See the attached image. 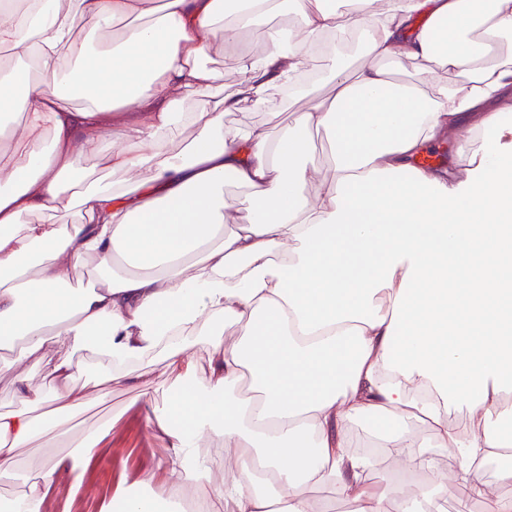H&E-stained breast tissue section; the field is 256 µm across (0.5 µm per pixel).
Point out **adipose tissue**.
I'll use <instances>...</instances> for the list:
<instances>
[{
	"label": "adipose tissue",
	"mask_w": 512,
	"mask_h": 512,
	"mask_svg": "<svg viewBox=\"0 0 512 512\" xmlns=\"http://www.w3.org/2000/svg\"><path fill=\"white\" fill-rule=\"evenodd\" d=\"M271 15L283 22L265 50H241ZM353 25L363 60L328 68L330 95L275 136L225 127V113L297 86ZM217 33L238 58L229 96L205 60ZM0 48V112L22 113L0 123V348L106 363L90 384L60 360L48 392L15 375L1 476L35 436L104 403L112 380L158 366L173 392L145 425L168 440L161 465L178 482L126 493L120 512H162L186 484L206 512H442L452 489L465 512H512L484 477L512 448V0H0ZM400 58L456 78L396 81ZM315 132L332 174L309 197ZM448 138L465 179L416 164ZM91 155L108 173L89 181ZM230 179L250 191L232 223ZM60 210L74 221L38 223ZM89 262L96 286L75 287ZM95 444L32 464L13 512H42ZM217 445L218 478L203 454ZM361 448L392 449L420 481L368 484ZM435 450L456 467L437 469Z\"/></svg>",
	"instance_id": "adipose-tissue-1"
}]
</instances>
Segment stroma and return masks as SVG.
I'll list each match as a JSON object with an SVG mask.
<instances>
[{
    "instance_id": "35a3bbf8",
    "label": "stroma",
    "mask_w": 512,
    "mask_h": 512,
    "mask_svg": "<svg viewBox=\"0 0 512 512\" xmlns=\"http://www.w3.org/2000/svg\"><path fill=\"white\" fill-rule=\"evenodd\" d=\"M287 100L284 107H244L226 113L224 121L228 126L240 128L262 122L275 131L308 107L307 98L300 92H289ZM65 357L72 358L84 379H95L104 370L101 360L87 351L68 354L61 350L43 358L25 360L15 352H0V411L17 405L12 391L14 362H21L30 372L33 384L40 385L51 365ZM167 395V389L152 376L143 378L134 389L124 380L113 381L112 397L106 405L79 415L60 437L40 436L21 448L17 460L26 466L48 452L67 451L71 444L81 441L90 432L98 434L95 449L81 461L83 491L73 493L68 476H60L48 491L42 512H113L124 490L163 492L171 477L160 469L159 461L168 453L169 445L147 430L145 416L151 407L163 404Z\"/></svg>"
}]
</instances>
